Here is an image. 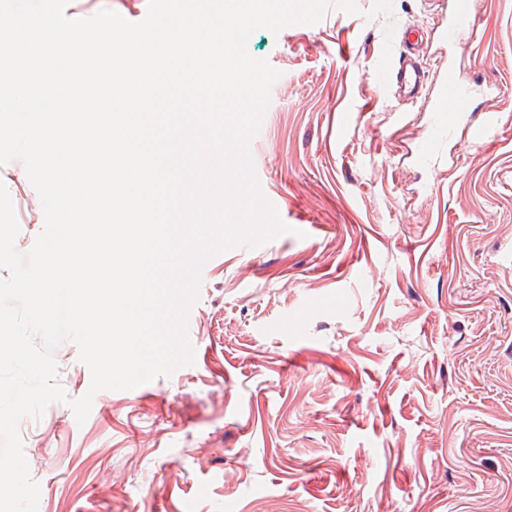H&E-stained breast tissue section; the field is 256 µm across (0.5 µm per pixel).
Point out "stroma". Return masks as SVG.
I'll return each mask as SVG.
<instances>
[{
	"instance_id": "obj_1",
	"label": "stroma",
	"mask_w": 512,
	"mask_h": 512,
	"mask_svg": "<svg viewBox=\"0 0 512 512\" xmlns=\"http://www.w3.org/2000/svg\"><path fill=\"white\" fill-rule=\"evenodd\" d=\"M451 0H332L315 25L256 30L281 73L251 142L291 231L205 264L193 365L63 403L20 435L38 512H512V0L438 38ZM144 19L148 0H70ZM428 39L415 102L375 78L389 38ZM473 92L455 137L420 161L437 69ZM500 121L480 144L467 128ZM0 165L28 252L40 197ZM54 358L73 398L78 347Z\"/></svg>"
}]
</instances>
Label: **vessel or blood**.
Returning <instances> with one entry per match:
<instances>
[{
    "instance_id": "obj_1",
    "label": "vessel or blood",
    "mask_w": 512,
    "mask_h": 512,
    "mask_svg": "<svg viewBox=\"0 0 512 512\" xmlns=\"http://www.w3.org/2000/svg\"><path fill=\"white\" fill-rule=\"evenodd\" d=\"M478 11L479 0H452L448 23L440 31L442 41L451 46L457 45L472 30ZM379 75L390 80L399 99L409 101L417 98L422 69L416 60L405 55L386 57L379 66ZM471 106L472 99L461 87L455 64H448L437 75L429 146L449 139L458 113L470 111Z\"/></svg>"
}]
</instances>
